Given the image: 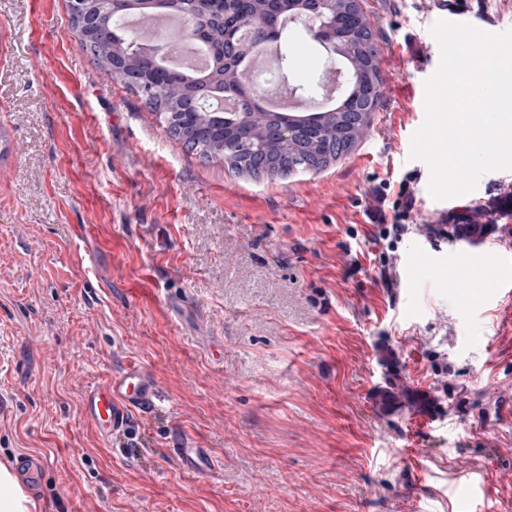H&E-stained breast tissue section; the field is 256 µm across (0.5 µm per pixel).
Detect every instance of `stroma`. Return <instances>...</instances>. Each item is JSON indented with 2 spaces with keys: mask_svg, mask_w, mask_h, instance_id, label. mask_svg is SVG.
Masks as SVG:
<instances>
[{
  "mask_svg": "<svg viewBox=\"0 0 512 512\" xmlns=\"http://www.w3.org/2000/svg\"><path fill=\"white\" fill-rule=\"evenodd\" d=\"M382 102L347 155L252 179L187 151L80 46L68 0H0V464L46 458L32 512H512V296L462 277L457 233L419 234L465 206L512 263V170L434 199L409 157L438 52L416 0H360ZM288 80L319 95L329 58L302 26ZM411 179L413 232L381 239L364 211ZM394 265L396 278L381 272ZM129 360L165 413L116 452L82 417L84 388ZM221 457L176 469V431Z\"/></svg>",
  "mask_w": 512,
  "mask_h": 512,
  "instance_id": "1",
  "label": "stroma"
}]
</instances>
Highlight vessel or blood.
I'll return each instance as SVG.
<instances>
[{
	"instance_id": "vessel-or-blood-1",
	"label": "vessel or blood",
	"mask_w": 512,
	"mask_h": 512,
	"mask_svg": "<svg viewBox=\"0 0 512 512\" xmlns=\"http://www.w3.org/2000/svg\"><path fill=\"white\" fill-rule=\"evenodd\" d=\"M436 19L478 24L480 30L493 33V24L477 22L468 10V0H428ZM466 282L500 284L512 280V268L494 263L469 268ZM164 401L158 382L151 371L143 366L126 362L105 378L93 382L85 390L80 411L97 432L115 448L124 447L137 415L152 414L163 409ZM172 459L177 468L192 475H205L220 469L222 462L209 451L198 447L190 436H182L178 448L173 449ZM45 467L42 456L22 455L12 476L28 493H35Z\"/></svg>"
}]
</instances>
